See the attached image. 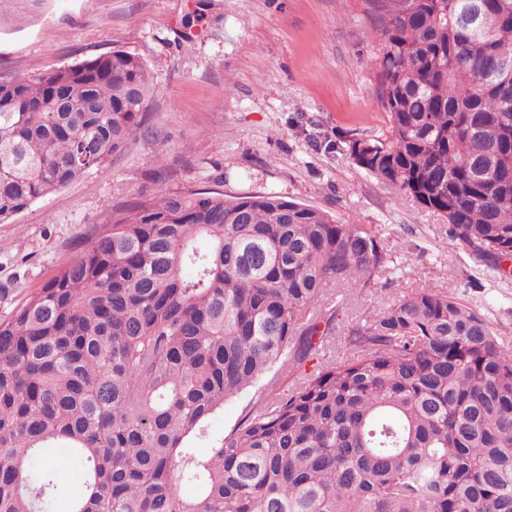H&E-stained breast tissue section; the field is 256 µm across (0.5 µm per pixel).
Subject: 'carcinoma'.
<instances>
[{
  "mask_svg": "<svg viewBox=\"0 0 512 512\" xmlns=\"http://www.w3.org/2000/svg\"><path fill=\"white\" fill-rule=\"evenodd\" d=\"M390 137L354 160L512 257V0H364ZM143 60L0 72V223L145 133ZM386 252L271 194L159 190L0 322V512H512V352L474 309L406 292L337 326ZM341 331L345 357L306 369ZM300 377L287 391L280 379ZM262 384L202 456L224 402ZM182 483L192 498L178 492ZM83 488V474L78 465L64 469L59 475V496L61 502L79 495Z\"/></svg>",
  "mask_w": 512,
  "mask_h": 512,
  "instance_id": "carcinoma-1",
  "label": "carcinoma"
}]
</instances>
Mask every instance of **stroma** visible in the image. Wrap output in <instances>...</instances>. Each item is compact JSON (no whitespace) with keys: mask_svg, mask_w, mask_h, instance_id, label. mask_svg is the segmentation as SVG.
I'll list each match as a JSON object with an SVG mask.
<instances>
[{"mask_svg":"<svg viewBox=\"0 0 512 512\" xmlns=\"http://www.w3.org/2000/svg\"><path fill=\"white\" fill-rule=\"evenodd\" d=\"M123 50L155 93L121 155L0 223V321L88 244L110 206L165 188L273 194L383 242L374 285L338 288L343 317L414 289L447 292L512 350V258L493 262L446 220L360 167L353 140L389 136L379 39L363 0H5L0 70L26 75Z\"/></svg>","mask_w":512,"mask_h":512,"instance_id":"obj_1","label":"stroma"}]
</instances>
